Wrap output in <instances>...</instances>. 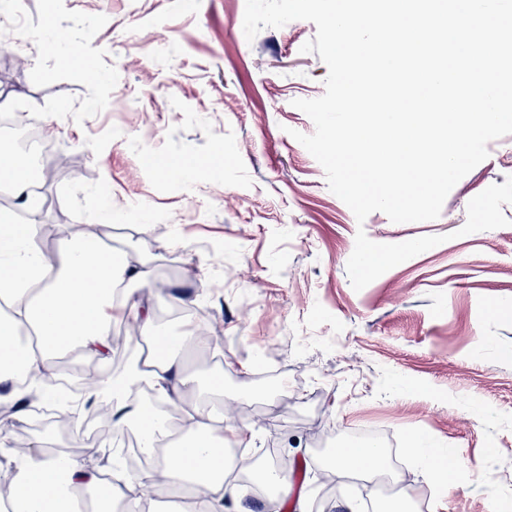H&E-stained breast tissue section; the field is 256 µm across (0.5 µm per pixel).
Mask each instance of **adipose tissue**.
<instances>
[{"label": "adipose tissue", "instance_id": "1", "mask_svg": "<svg viewBox=\"0 0 512 512\" xmlns=\"http://www.w3.org/2000/svg\"><path fill=\"white\" fill-rule=\"evenodd\" d=\"M155 283L147 264L128 263L121 251L106 246L93 225L67 228L59 258L48 256L37 224H18L0 217V397H23L41 383L42 370L51 360L77 351L92 359H106L112 326L130 313L140 316L141 339L157 345L160 332L150 313H139L137 287ZM29 340H22V333ZM169 351L135 357L126 372L102 374L92 395L111 403L118 425L134 427L144 453H159L155 467L134 478L110 481L100 470L60 450L35 443L15 456V470L8 475L7 503L10 512H112L124 505L126 512H150L162 486V478L187 486L189 512H216L225 496L240 497L242 488L232 479L233 461L226 441H243L245 429L225 427L205 402L185 410L187 434L175 438L167 417L133 400L134 387L153 385L160 400L205 388L224 392V378L215 375L207 385L187 373L183 357L205 344L197 328L187 327L171 337ZM410 452L427 471L440 473L445 481H458L461 465H448L447 451L427 440L410 437ZM385 466L382 449L346 444L334 450L329 467L360 477L375 475Z\"/></svg>", "mask_w": 512, "mask_h": 512}]
</instances>
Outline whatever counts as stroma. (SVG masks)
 I'll return each mask as SVG.
<instances>
[{
    "label": "stroma",
    "instance_id": "1",
    "mask_svg": "<svg viewBox=\"0 0 512 512\" xmlns=\"http://www.w3.org/2000/svg\"><path fill=\"white\" fill-rule=\"evenodd\" d=\"M245 0H20L23 24L0 31V99L33 119L51 146L55 178L40 224H89L112 211L107 242L150 264L148 290L161 333L187 322L215 338V359L194 356L199 377L224 375V421L244 426L240 463L279 451L304 472L287 494L227 499L221 512L361 510L396 499L414 512H512V204L508 226L456 237L472 197L512 175V135L452 189L432 221L357 223L325 172L294 138L313 133L293 105L323 95L318 53H301L316 26L296 20L243 32ZM53 19L91 53L98 79L75 58L40 49ZM233 145L223 166L209 167ZM191 169L167 177L163 166ZM148 234H141V225ZM379 243L446 241L354 290L347 261L358 230ZM252 372H243V365ZM248 394L245 403L237 402ZM380 433L402 455L394 475H333L322 438ZM87 420L40 425L33 411L0 417V468L11 445L48 441L102 465L113 434ZM466 465L443 486L406 454L409 434Z\"/></svg>",
    "mask_w": 512,
    "mask_h": 512
}]
</instances>
